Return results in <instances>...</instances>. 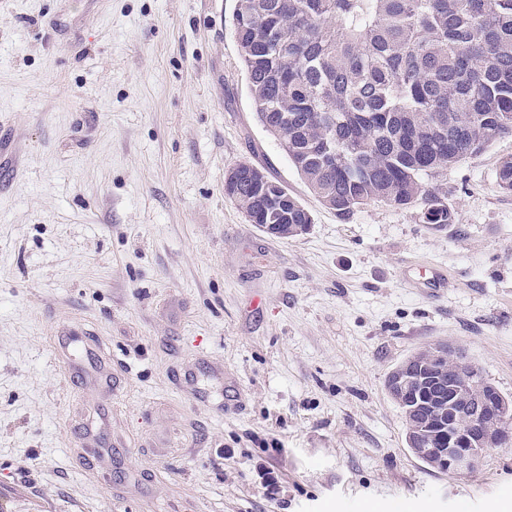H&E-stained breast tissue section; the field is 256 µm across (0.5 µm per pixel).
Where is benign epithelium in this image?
Masks as SVG:
<instances>
[{
	"mask_svg": "<svg viewBox=\"0 0 512 512\" xmlns=\"http://www.w3.org/2000/svg\"><path fill=\"white\" fill-rule=\"evenodd\" d=\"M448 357L455 360L454 367L443 370L437 360ZM474 378L472 366L465 357L450 345L438 343L428 347L427 357L416 369L404 368L396 385L400 389L415 386L421 390L448 386V406L429 402L432 417L419 426L424 432L433 426L448 433V447L425 448L420 441L411 443V453L430 459L456 475L476 472L485 452L493 447L512 443V425L501 411L486 408L488 397L470 399L469 384Z\"/></svg>",
	"mask_w": 512,
	"mask_h": 512,
	"instance_id": "1",
	"label": "benign epithelium"
}]
</instances>
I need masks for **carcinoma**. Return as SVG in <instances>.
<instances>
[{"mask_svg":"<svg viewBox=\"0 0 512 512\" xmlns=\"http://www.w3.org/2000/svg\"><path fill=\"white\" fill-rule=\"evenodd\" d=\"M231 26L258 122L340 216L418 204L452 224L440 178L512 135V0H238ZM496 181L512 194V157ZM272 185L286 219L246 176L224 193L266 234H306L311 213ZM387 390L405 430L425 419Z\"/></svg>","mask_w":512,"mask_h":512,"instance_id":"carcinoma-1","label":"carcinoma"}]
</instances>
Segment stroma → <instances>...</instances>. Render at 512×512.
<instances>
[{"label":"stroma","mask_w":512,"mask_h":512,"mask_svg":"<svg viewBox=\"0 0 512 512\" xmlns=\"http://www.w3.org/2000/svg\"><path fill=\"white\" fill-rule=\"evenodd\" d=\"M236 3L0 0V488L60 512H512V444L431 471L385 388L446 342L512 397V137L443 177L454 224L340 217L256 120ZM239 163L307 234L248 222ZM433 265L441 295L406 286ZM69 329L111 353L110 400L65 380ZM101 407L108 468L74 453ZM241 166L250 168L246 174L252 177L253 182L256 183L261 194H266L265 181L267 180L271 183L273 185L272 191L277 192L279 197H283L286 200V202L282 203V207L284 208L281 206L275 207L267 202L265 198L258 196L247 175L242 177L239 182L234 185L238 181V178L244 175ZM252 166L247 163H242L230 169L226 178V186H233L226 188L224 185V193L245 215L251 224H257L267 235L280 239H292L306 234L313 223L311 213L294 196L288 194V190L280 183L270 179L258 167L254 166L255 168H253ZM251 168H253L255 172L260 170L266 180L262 178L261 174L260 176H258V174H252ZM279 210L288 214V220H284L283 216L278 212Z\"/></svg>","instance_id":"1"}]
</instances>
